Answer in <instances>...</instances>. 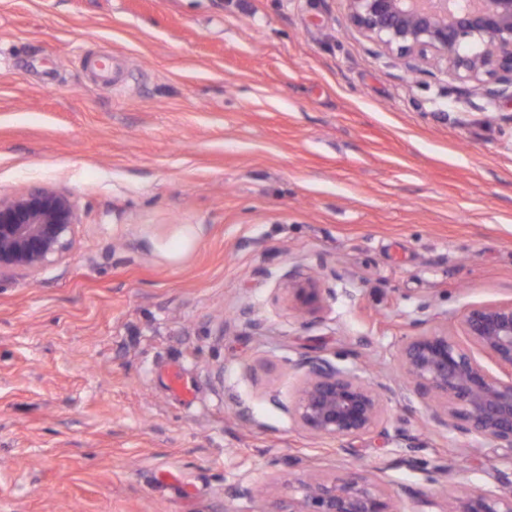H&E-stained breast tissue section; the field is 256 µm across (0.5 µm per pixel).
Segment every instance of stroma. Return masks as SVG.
Instances as JSON below:
<instances>
[{"label": "stroma", "instance_id": "obj_1", "mask_svg": "<svg viewBox=\"0 0 512 512\" xmlns=\"http://www.w3.org/2000/svg\"><path fill=\"white\" fill-rule=\"evenodd\" d=\"M467 89L392 62L346 0H0V194L49 184L80 216L64 261L0 282V512H269L345 471L512 493L398 371L414 321L512 299V103ZM313 272L304 320L283 289ZM306 354L387 387V437L294 424ZM289 306L302 317H320L327 311L326 290L313 277H288L284 288Z\"/></svg>", "mask_w": 512, "mask_h": 512}]
</instances>
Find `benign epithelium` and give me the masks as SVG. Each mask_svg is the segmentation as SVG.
Masks as SVG:
<instances>
[{
    "label": "benign epithelium",
    "mask_w": 512,
    "mask_h": 512,
    "mask_svg": "<svg viewBox=\"0 0 512 512\" xmlns=\"http://www.w3.org/2000/svg\"><path fill=\"white\" fill-rule=\"evenodd\" d=\"M351 25L413 73L450 74L491 101H512V0H346ZM78 206L50 185L0 195V281L36 275L61 261L73 244ZM289 306L302 317L326 313V290L313 277H288ZM405 337L399 371L423 400L436 404L433 419L452 434L492 442L512 460V301L468 307L460 318L464 346L437 329ZM505 372L484 367L471 348ZM294 368L298 384L288 413L319 438H361L383 427L384 393L322 355ZM300 497L286 512H406L403 500L368 479L345 474L330 482L298 480ZM440 512H512V495L469 489L450 495Z\"/></svg>",
    "instance_id": "1"
}]
</instances>
